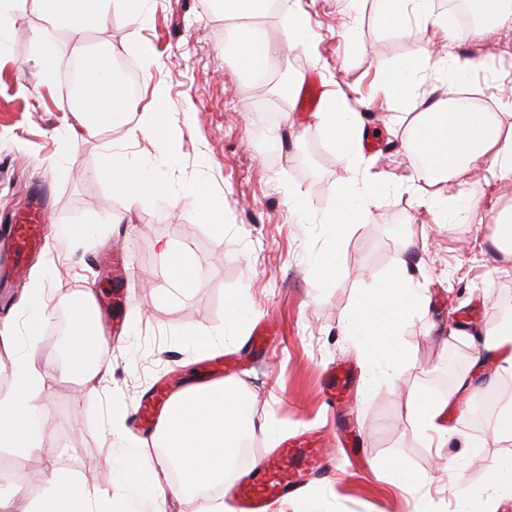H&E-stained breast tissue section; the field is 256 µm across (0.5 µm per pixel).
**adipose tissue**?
Listing matches in <instances>:
<instances>
[{"instance_id": "ef3b65f1", "label": "adipose tissue", "mask_w": 512, "mask_h": 512, "mask_svg": "<svg viewBox=\"0 0 512 512\" xmlns=\"http://www.w3.org/2000/svg\"><path fill=\"white\" fill-rule=\"evenodd\" d=\"M46 18L43 28L34 34L39 52L35 62L43 72H51L55 58L61 53L56 32L66 29L72 39H80L87 29L106 28L113 7L124 9L131 22L142 19L140 0H38ZM238 64L251 74L268 75L272 63L269 40L250 36L230 49ZM84 103L79 109L86 136H96L105 125L126 122V104L129 98L124 82L111 76L106 66L95 57L84 59ZM319 122L335 133L337 142L353 148L361 140L363 123L358 113L347 109L343 97L329 95L317 114ZM127 123V122H126ZM429 147L430 156L419 168L416 178L434 186L426 199L437 215L438 223L449 218L471 220L476 216L474 203L460 197L447 187L449 175L463 170L479 160H490L500 178L512 179V123L490 119L487 113L476 110L449 111L447 100L432 104L415 125L404 147L417 153ZM103 166L110 171L113 191L125 197L130 205H137L146 194L158 191L160 184L153 166L128 158L127 155L107 152ZM156 249L172 272L179 288L189 291L199 287L200 280L189 250L175 247L165 239L157 240ZM92 292H83L77 308L71 309L70 332L65 374L84 386L88 398H95L92 383L103 372L93 347L85 341L84 321L93 309ZM426 314L427 304L420 285L407 265H400L396 274L380 282L360 300L358 310L352 312L345 329L367 347V355L381 372L396 370L399 355L390 337L392 328L412 313ZM48 361L44 360L36 337H29L23 349L10 361L12 384L0 391V447L33 453L41 448L42 437L35 423L36 404L46 389ZM500 424L493 434L506 447L496 467L487 472L483 494L474 495L466 487L457 491L458 512H492V504L499 497L512 495V406L500 409ZM0 512H100L96 498L84 484L70 473L52 469L42 497L28 498L26 476H17L10 491L0 494Z\"/></svg>"}]
</instances>
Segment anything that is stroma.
<instances>
[{"label":"stroma","mask_w":512,"mask_h":512,"mask_svg":"<svg viewBox=\"0 0 512 512\" xmlns=\"http://www.w3.org/2000/svg\"><path fill=\"white\" fill-rule=\"evenodd\" d=\"M302 6L310 48H279L261 83L250 82L227 57L225 34L233 24L214 0H146L138 24L116 9L106 29H89L77 43L60 32L65 50L47 80L38 69L16 67L35 55L33 34L45 23L34 0H24L0 58V245L9 242L11 225L35 193L47 203L48 231L43 246L29 254L27 275L0 288V324H11L21 339L35 334L43 356L56 362L53 329L33 324L21 308L31 272H41L50 301L89 288L107 311L115 289L107 265L117 260L132 267L137 285L118 323L97 326L107 340L109 368L99 399L89 400L61 375L49 379L36 409L43 450L0 453L1 487L25 473L29 496L41 497L47 461L55 457L101 501H111L127 447L140 446L152 458L163 452L158 439L134 428L143 396L162 380L177 391L201 380L208 339L242 358L235 380L248 397V417L274 427L250 435L248 458L236 464L240 471L324 420V370L343 363L352 371L337 404L349 442L336 449L326 476L283 501V512H309L314 505L322 512H456L457 485L483 489L502 444L487 424H475L469 408L486 388L512 403V376L500 373L494 358L475 372L473 357L497 328L502 307L512 306V274L495 271L501 255L492 242L496 212L512 207V180H494L488 164L473 165L460 176L459 189L477 203V220L437 224L420 204L432 188L412 180L418 161L402 144L415 115L452 79L441 60L445 49L480 59L466 83L478 95L477 108L512 113V27L455 40L461 27L440 0H430L433 22L414 17L406 30L385 20L381 0H302ZM144 44L154 53L148 68ZM101 46L136 76L128 112L159 107L164 123L179 130L175 155L159 158L155 144L128 138L121 127L84 140L78 157L66 153L81 124L67 97L65 69L74 55ZM408 64L416 75L406 93L386 79ZM311 73L324 94L351 95L352 111L383 141L378 152L344 151L314 113L297 111L298 92ZM285 74L290 85L283 93ZM111 148L156 160L160 191L132 207L108 180L94 176ZM357 168L372 180L376 203L332 251L333 229L322 217ZM200 187L224 200L223 234L201 217ZM296 192L308 199L309 210L293 208L289 197ZM91 213L99 221L85 234L63 235L64 227ZM160 237L190 249L201 288L189 294L176 288L155 252ZM406 258L425 288L428 311L397 327L404 361L388 378L373 373L362 343L347 336L343 324L359 297ZM233 299L242 302L234 328L225 317ZM262 321L272 323L275 335L270 350L255 355L251 336ZM420 394L445 404L444 447L429 446L410 418L408 400ZM116 401L125 414L113 434L108 420ZM400 469L412 475L409 485H397Z\"/></svg>","instance_id":"stroma-1"}]
</instances>
